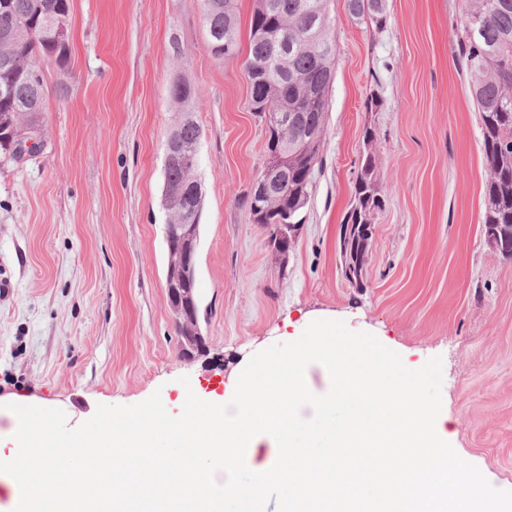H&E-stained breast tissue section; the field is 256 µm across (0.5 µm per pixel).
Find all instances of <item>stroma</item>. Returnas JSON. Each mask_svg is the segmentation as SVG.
Listing matches in <instances>:
<instances>
[{"label": "stroma", "mask_w": 512, "mask_h": 512, "mask_svg": "<svg viewBox=\"0 0 512 512\" xmlns=\"http://www.w3.org/2000/svg\"><path fill=\"white\" fill-rule=\"evenodd\" d=\"M71 3L70 58L42 68V146L0 157V439L11 396L64 410L72 427L156 392L176 412L187 391L223 394L253 354L331 319L411 363L441 358L452 447L512 490V260L483 236L481 120L455 55L463 0H387L381 31L327 0L324 163L283 260L246 200L266 140L244 69L254 0H235L238 51L223 60L201 0ZM177 77L203 92L196 278L210 355L193 361L165 288L160 206ZM369 128L385 205L353 285L339 237Z\"/></svg>", "instance_id": "obj_1"}]
</instances>
